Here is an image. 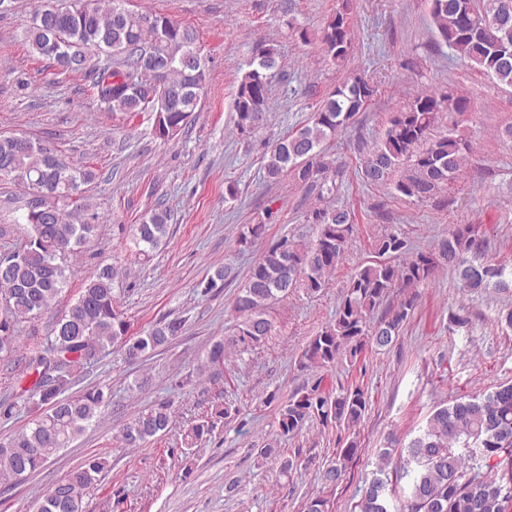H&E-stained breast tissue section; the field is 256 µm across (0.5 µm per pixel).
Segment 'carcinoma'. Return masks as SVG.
<instances>
[{"instance_id":"cac0c4a2","label":"carcinoma","mask_w":512,"mask_h":512,"mask_svg":"<svg viewBox=\"0 0 512 512\" xmlns=\"http://www.w3.org/2000/svg\"><path fill=\"white\" fill-rule=\"evenodd\" d=\"M26 31L32 52L50 61L61 75L86 71L94 96L105 112H150L154 133L173 137L192 112L207 81L208 69L193 29L164 16L136 13L123 0H41ZM336 10L318 32L294 27L301 41L317 46L327 60L342 66L351 48L352 0H337ZM512 0H430V14L439 41L494 83L512 87ZM279 65L275 46L258 43L248 69L234 91L235 129L249 136L263 126L269 103L267 72ZM374 89L360 76L341 81L319 102L309 121L280 138L262 155L266 178L292 176L318 197L336 189L337 167L326 145L357 120ZM467 99L452 90L424 92L391 113L381 139L366 152L358 176L362 183L388 187L396 196L429 200L453 182L472 145L457 133L434 134L443 113L467 112ZM12 176L28 198L22 231L8 249L15 263L0 278V293L11 297L0 308V353L18 357L28 386L15 399L0 401V417L9 419L22 400L35 407L30 425L0 441V483L30 476L60 449L67 448L110 403L111 395L93 387L77 396H64L72 379L92 366L94 353L119 347L136 360L168 344L182 329V321H161L138 336L119 310L115 285L127 271L105 264L87 280L76 301L54 324L43 341L21 342L17 325L47 312L67 284V259L95 236L101 216L87 195L95 173L85 166L62 165L57 153L32 138L0 136V177ZM170 210L157 206L138 224L129 225L135 256L145 260L166 241ZM315 237L299 244L282 236L256 262L238 292L233 309L239 319L235 333L211 344L198 374L214 375L224 367L231 347L248 350L271 335L268 310L288 298V289L317 293L325 288L353 240L356 227L344 207H316L307 214ZM266 224L241 226L236 244L249 250L265 233ZM472 224L457 226L438 247L409 252L399 232L375 240L377 260L361 265L349 277L336 305L334 318L305 345L299 364L325 368L338 362L355 364L369 349L393 343L417 306L415 288L447 265L461 287L471 293L488 288L512 289V270L492 263L477 240ZM396 303L379 311L393 296ZM71 356V374L59 386L46 384L54 359ZM368 392L361 384L332 387L319 376L296 388L275 413L279 440L299 436L316 422L339 430L336 460L324 463L319 477L336 485L347 463L358 456L356 429L368 412ZM173 419L171 401H159L140 411L122 432L128 447L139 446L165 432ZM212 424L202 420L188 428L182 447H195ZM512 384L488 394L464 395L451 405L437 407L425 428L403 449V465L396 478L409 479L408 492L397 512H512ZM262 458H281V473L298 467L299 457L284 455L271 443L258 449ZM108 463L88 458L39 500L35 512H84L87 491L100 479ZM388 479L371 480L364 490L360 512H391Z\"/></svg>"}]
</instances>
